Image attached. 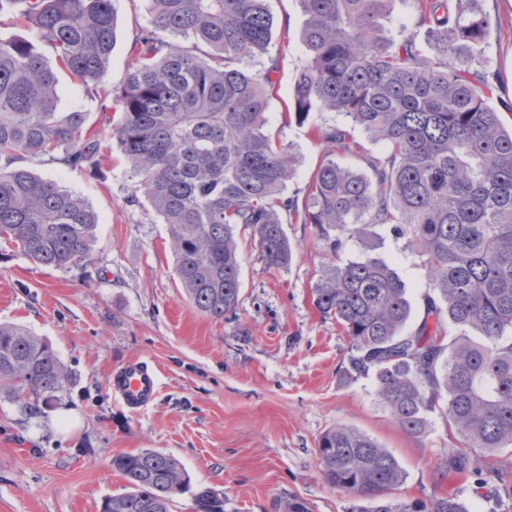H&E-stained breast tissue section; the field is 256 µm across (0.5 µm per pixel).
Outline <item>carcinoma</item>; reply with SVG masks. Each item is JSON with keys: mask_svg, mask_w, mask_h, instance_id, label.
<instances>
[{"mask_svg": "<svg viewBox=\"0 0 512 512\" xmlns=\"http://www.w3.org/2000/svg\"><path fill=\"white\" fill-rule=\"evenodd\" d=\"M152 29L134 44L118 94L105 87L116 18L112 0H0L49 44L0 37V240L42 266L84 262L97 216L86 199L21 165L48 158L101 169L100 133L86 113L59 112V73L122 112L115 130L138 190L169 226L176 270L202 314L238 303L237 228L270 267L286 269L285 225L310 224L331 257L364 226L406 236L425 267L424 317L396 270L367 253L321 272L312 301L351 341L350 368L373 375L376 396L408 434L440 412L466 447H512V129L487 103L497 82L486 44L501 23L489 0H411L414 23L388 37L395 0H300L304 59L289 93L297 120L343 115L381 146L373 154L336 124L314 126L323 158L304 199L284 194L296 174L291 145L266 133L278 91L266 0H149ZM191 38L189 48L177 38ZM265 56L263 69L249 61ZM62 156H57V152ZM68 380L52 347L18 324H0V395L49 402ZM324 478L355 500L351 512H468L459 496L394 504L405 479L397 459L344 425L318 441ZM126 491L101 512H170L190 491L178 460L154 449L119 453ZM495 494L512 502V473ZM195 512H224L210 490Z\"/></svg>", "mask_w": 512, "mask_h": 512, "instance_id": "1", "label": "carcinoma"}]
</instances>
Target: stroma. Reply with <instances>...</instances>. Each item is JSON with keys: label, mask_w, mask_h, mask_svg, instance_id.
Returning <instances> with one entry per match:
<instances>
[{"label": "stroma", "mask_w": 512, "mask_h": 512, "mask_svg": "<svg viewBox=\"0 0 512 512\" xmlns=\"http://www.w3.org/2000/svg\"><path fill=\"white\" fill-rule=\"evenodd\" d=\"M117 41L105 77L122 84L137 37L150 29L148 0H114ZM274 23L271 55L279 90L267 113L268 132L290 143L296 177L285 193L303 196L323 147L310 124L288 119L289 89L303 59L299 0H268ZM498 73L492 105L512 125V28L492 33L488 50ZM58 109L85 112L109 154L94 174L39 159L26 166L87 199L98 216L88 262L62 269L31 263L0 246V323H18L48 342L68 372L50 404L29 408L0 397V512H100L103 499L124 493L112 469L117 453L147 448L176 458L191 492L171 512H193L191 493L212 489L224 512H281L288 499L308 512H349L352 501L324 480L320 436L336 425L366 433L399 461L403 502L447 495L470 512H507L493 489L469 470L446 467L463 449L444 418L432 414L424 435L405 433L376 399L373 377H344L350 340L316 311L311 290L327 257L307 224L286 227L293 246L288 269L274 270L258 251L242 248L241 292L233 312L214 320L183 292L167 225L140 199L112 129L120 110L61 77ZM369 253L397 270L409 289L413 320L424 312L426 271L407 238L372 224L347 241L338 261ZM137 358L157 368L160 391L140 413L117 402L111 372ZM70 418L56 420L58 409Z\"/></svg>", "instance_id": "stroma-1"}]
</instances>
